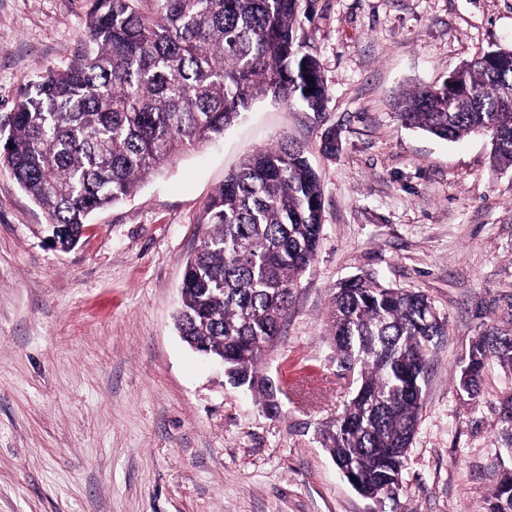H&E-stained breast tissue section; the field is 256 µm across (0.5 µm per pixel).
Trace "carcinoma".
Here are the masks:
<instances>
[{
	"mask_svg": "<svg viewBox=\"0 0 512 512\" xmlns=\"http://www.w3.org/2000/svg\"><path fill=\"white\" fill-rule=\"evenodd\" d=\"M90 0L88 49L63 70L28 80L7 115L5 166L48 216L49 238L74 247L96 210L118 203L175 157L224 134L252 105L270 100L320 116L329 94L319 60L296 22L313 0ZM312 92H306V89ZM402 125L456 141L491 137L512 167V47L474 56L439 86H418L395 103ZM320 181L305 148L286 137L224 178L205 206L206 230L187 259L176 326L184 342L224 357L233 384L262 406V373L280 339L294 289L322 235ZM427 297L372 278L340 284L331 336L358 387L322 432V447L361 491L401 485L423 410L422 382L434 338ZM512 372V333L469 346L465 367L477 393L489 358ZM512 473L490 512H512Z\"/></svg>",
	"mask_w": 512,
	"mask_h": 512,
	"instance_id": "obj_1",
	"label": "carcinoma"
}]
</instances>
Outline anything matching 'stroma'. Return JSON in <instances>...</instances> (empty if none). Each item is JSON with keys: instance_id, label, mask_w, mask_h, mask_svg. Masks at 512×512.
I'll return each instance as SVG.
<instances>
[{"instance_id": "obj_1", "label": "stroma", "mask_w": 512, "mask_h": 512, "mask_svg": "<svg viewBox=\"0 0 512 512\" xmlns=\"http://www.w3.org/2000/svg\"><path fill=\"white\" fill-rule=\"evenodd\" d=\"M88 0H0V118L20 87L84 51ZM298 31L329 90L321 116L255 105L90 218L67 252L0 166V512H489L512 472V373L458 385L471 341L512 332V169L491 139L403 127L395 97L512 47V0H315ZM335 134L336 152L324 139ZM323 187V232L262 366L317 390L269 414L175 325L184 266L225 175L281 137ZM372 275L425 295L446 323L395 499L360 495L322 447L356 388L328 334L339 284Z\"/></svg>"}]
</instances>
